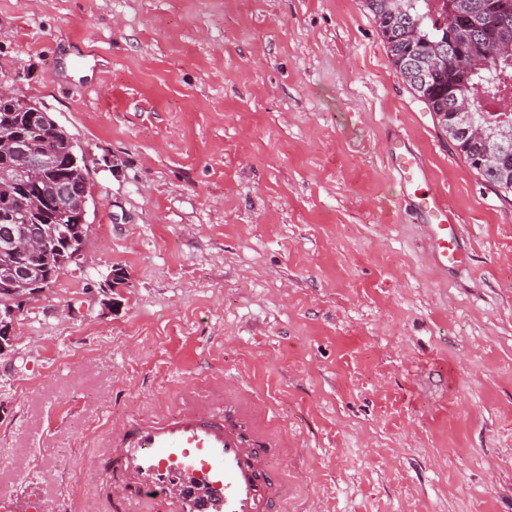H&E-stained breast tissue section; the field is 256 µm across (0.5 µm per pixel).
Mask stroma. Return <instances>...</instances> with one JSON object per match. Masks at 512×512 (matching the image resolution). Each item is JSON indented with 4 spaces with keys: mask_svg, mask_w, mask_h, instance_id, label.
<instances>
[{
    "mask_svg": "<svg viewBox=\"0 0 512 512\" xmlns=\"http://www.w3.org/2000/svg\"><path fill=\"white\" fill-rule=\"evenodd\" d=\"M0 81L91 195L81 264L0 353V512L108 504L114 430L228 397L282 442L279 512H512V201L361 0H0ZM399 139L462 226L454 270Z\"/></svg>",
    "mask_w": 512,
    "mask_h": 512,
    "instance_id": "stroma-1",
    "label": "stroma"
}]
</instances>
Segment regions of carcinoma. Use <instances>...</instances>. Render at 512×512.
I'll return each mask as SVG.
<instances>
[{
  "mask_svg": "<svg viewBox=\"0 0 512 512\" xmlns=\"http://www.w3.org/2000/svg\"><path fill=\"white\" fill-rule=\"evenodd\" d=\"M382 37L388 57L401 80L434 113H447L453 101L448 99V84H454L455 96L466 101L477 116L494 102L507 97L512 100V58L489 57L483 52L486 38L496 34L512 39V0H442L440 9L432 0H402L403 11L395 0H363ZM456 25L458 40L466 43L467 54L460 59L448 46V28ZM0 130L9 131L28 141L32 151L52 146L63 151L57 167L44 178L27 187L20 186L11 173L20 157L0 153V227L10 224L16 212H25L30 224L50 241V252L39 256H16L0 251V336L11 330L12 297L5 280L7 270L23 261L34 264L56 282L60 273L72 264V255L82 250L88 225L78 224L66 215L53 199L62 204L90 197V166L85 155L71 156L65 132L49 125L35 133L30 130L22 98L0 99ZM441 131L454 145L459 156L504 198L512 195V159L508 169L481 167L478 158L495 148L491 141L465 138L451 124Z\"/></svg>",
  "mask_w": 512,
  "mask_h": 512,
  "instance_id": "1",
  "label": "carcinoma"
}]
</instances>
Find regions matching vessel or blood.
<instances>
[{"label": "vessel or blood", "mask_w": 512, "mask_h": 512, "mask_svg": "<svg viewBox=\"0 0 512 512\" xmlns=\"http://www.w3.org/2000/svg\"><path fill=\"white\" fill-rule=\"evenodd\" d=\"M398 158L406 196L428 222L434 261L442 267L463 262L460 226L428 190L425 164L407 149ZM248 416L239 405L220 418L202 407L158 421L127 420L101 467L114 488L116 512H130L148 497L156 512H276L283 494L270 465L277 442L260 429H242Z\"/></svg>", "instance_id": "obj_1"}]
</instances>
